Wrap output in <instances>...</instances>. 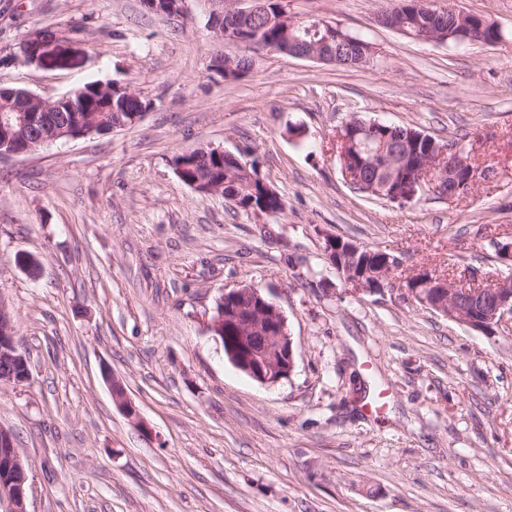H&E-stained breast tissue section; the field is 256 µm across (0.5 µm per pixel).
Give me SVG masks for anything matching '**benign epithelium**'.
I'll use <instances>...</instances> for the list:
<instances>
[{"label": "benign epithelium", "mask_w": 512, "mask_h": 512, "mask_svg": "<svg viewBox=\"0 0 512 512\" xmlns=\"http://www.w3.org/2000/svg\"><path fill=\"white\" fill-rule=\"evenodd\" d=\"M212 6L209 28L220 40L227 38L221 18L228 12L243 18L257 12L258 0H207ZM145 7L158 14L179 15L183 12L184 0H143ZM278 22L285 29L288 47L275 49V52L292 57L334 63L336 62L333 43L347 41L353 35L342 28L326 23L317 17L297 18L283 8L280 10ZM474 26L469 14L458 11L453 25L448 32L435 27L423 36L424 42L443 43L449 39L460 44L471 40ZM56 35L41 32L28 38L22 49L24 59L40 65L66 67L70 60H62L58 50ZM0 98L10 105L0 109V157L20 156L37 151L59 139L66 141L82 138L74 135L68 126L61 127L57 132L48 135L29 136L30 129L39 123L41 114L59 112L68 107L70 112H88L90 104L86 100L78 101L69 98L54 101L42 98L25 89H12L4 93L0 87ZM442 158L440 171L434 177L416 178L414 176H394L387 184L386 199L406 202L414 199L417 193L430 187L438 196L453 199L461 189L459 183L474 186L480 174L468 169L467 179L461 180V167L467 161L458 158L447 160L448 150L445 147L436 149ZM345 279L360 287L365 292L382 291L393 286L391 279H386L380 286L369 285L366 274L356 267L340 269ZM443 298L431 304V307L448 318L484 332L500 325L506 320L512 321V282L500 280L484 284L475 276H465L453 280L452 284H440ZM251 296L248 306L238 304L241 293ZM233 327L237 333V344L229 347L228 356L231 362L254 380L275 385L288 378L294 370L293 342L287 332V318L277 304L265 296L258 288L241 291L237 288L224 291L217 300L215 313L211 321V329L219 341H224V327ZM10 357L11 367L5 372L3 379L14 383H24L30 377L28 359L15 340L11 319L3 306L0 305V355ZM112 393L116 401L123 407L127 416L137 419L138 411L131 401L125 397L124 389L116 380H111ZM28 476L22 456L16 448L10 431L0 428V512H28Z\"/></svg>", "instance_id": "benign-epithelium-1"}]
</instances>
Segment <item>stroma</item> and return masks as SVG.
Listing matches in <instances>:
<instances>
[{
  "instance_id": "1",
  "label": "stroma",
  "mask_w": 512,
  "mask_h": 512,
  "mask_svg": "<svg viewBox=\"0 0 512 512\" xmlns=\"http://www.w3.org/2000/svg\"><path fill=\"white\" fill-rule=\"evenodd\" d=\"M367 37L358 68L254 53L212 62L205 0H0V84L55 98L135 90L133 125L0 158V304L30 367L0 381V427L28 467V512H512V323L485 334L398 292H354L325 235L422 273L512 280V38L462 49L380 25L395 0H283ZM66 37L69 69L22 60ZM468 136L490 181L405 205L354 192L336 157L351 117ZM198 144L256 161L285 202L256 218L197 195L173 158ZM41 263L33 277L15 262ZM253 284L288 319L295 368L261 384L210 330L217 297ZM139 411L127 417L108 377ZM382 394L384 406L363 405Z\"/></svg>"
}]
</instances>
